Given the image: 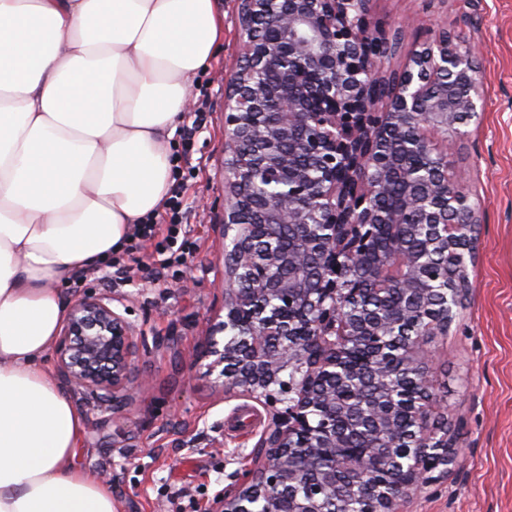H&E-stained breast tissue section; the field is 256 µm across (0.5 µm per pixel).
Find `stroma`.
Instances as JSON below:
<instances>
[{
  "label": "stroma",
  "instance_id": "obj_1",
  "mask_svg": "<svg viewBox=\"0 0 512 512\" xmlns=\"http://www.w3.org/2000/svg\"><path fill=\"white\" fill-rule=\"evenodd\" d=\"M224 41L190 90L175 135L190 226L114 253L111 266L66 282L68 299L124 298L147 347L137 356L120 413L88 393L73 394L83 415L80 464L110 474L117 512H209L215 496L251 467L271 418L264 404L228 394L209 375L202 336L224 318V76L236 70L241 38L234 0H218ZM385 35H399L389 67L403 69L431 32H447L481 71L483 110L449 134L448 174L479 209L476 261L464 305L435 354L434 388L448 420L450 463L407 512H512V0H373ZM162 266L160 282L120 268Z\"/></svg>",
  "mask_w": 512,
  "mask_h": 512
}]
</instances>
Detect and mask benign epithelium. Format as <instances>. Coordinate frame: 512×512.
Listing matches in <instances>:
<instances>
[{
  "label": "benign epithelium",
  "mask_w": 512,
  "mask_h": 512,
  "mask_svg": "<svg viewBox=\"0 0 512 512\" xmlns=\"http://www.w3.org/2000/svg\"><path fill=\"white\" fill-rule=\"evenodd\" d=\"M372 0H237L245 63L224 78V321L208 327L211 369L227 393L264 400L271 425L213 512H327L332 493L367 496L370 512H403L413 489L448 465L446 419L433 420V360L420 344L448 335L473 256L456 242L480 223L448 190L439 132L478 114L471 54L441 32L399 74ZM432 160L421 175L407 166ZM394 180L420 183L402 204L380 200ZM412 224L424 242L410 247ZM392 229L390 248L373 242ZM448 287L436 290L429 258ZM396 289L402 316L380 300ZM85 295L59 336L67 387L101 395L112 411L130 390L146 345L114 303ZM358 386L357 401L345 398ZM410 419L405 430L401 417Z\"/></svg>",
  "instance_id": "1"
}]
</instances>
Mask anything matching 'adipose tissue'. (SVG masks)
Returning <instances> with one entry per match:
<instances>
[{
  "label": "adipose tissue",
  "instance_id": "adipose-tissue-1",
  "mask_svg": "<svg viewBox=\"0 0 512 512\" xmlns=\"http://www.w3.org/2000/svg\"><path fill=\"white\" fill-rule=\"evenodd\" d=\"M216 0H0V512H116L48 357L60 290L157 218Z\"/></svg>",
  "mask_w": 512,
  "mask_h": 512
}]
</instances>
